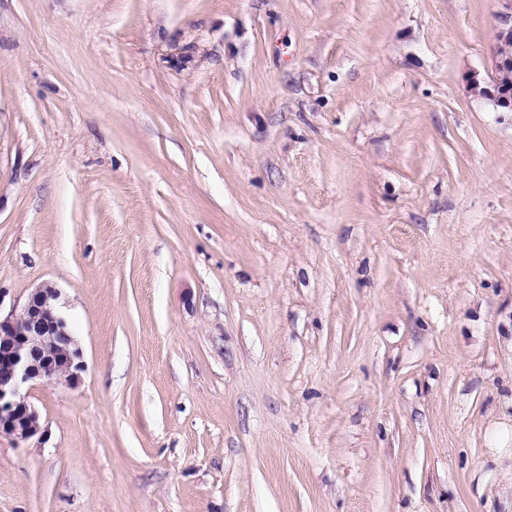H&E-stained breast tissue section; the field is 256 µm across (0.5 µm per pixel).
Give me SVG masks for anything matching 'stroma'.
Listing matches in <instances>:
<instances>
[{"instance_id": "obj_1", "label": "stroma", "mask_w": 512, "mask_h": 512, "mask_svg": "<svg viewBox=\"0 0 512 512\" xmlns=\"http://www.w3.org/2000/svg\"><path fill=\"white\" fill-rule=\"evenodd\" d=\"M502 0H0V312L77 386L0 512H512ZM508 2L509 12L501 15V26L496 29L495 45L491 63L485 76L474 73L469 89L474 96L490 102L495 111L512 112V81L506 76L512 74V1Z\"/></svg>"}]
</instances>
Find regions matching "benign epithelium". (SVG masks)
I'll return each mask as SVG.
<instances>
[{
    "label": "benign epithelium",
    "instance_id": "7a95c632",
    "mask_svg": "<svg viewBox=\"0 0 512 512\" xmlns=\"http://www.w3.org/2000/svg\"><path fill=\"white\" fill-rule=\"evenodd\" d=\"M496 29L485 75L473 74L469 89L497 112H512V0ZM60 292L36 287L20 313L0 317V432L18 442L43 438L45 429L28 389L36 382L75 385L82 371V348L59 311Z\"/></svg>",
    "mask_w": 512,
    "mask_h": 512
}]
</instances>
